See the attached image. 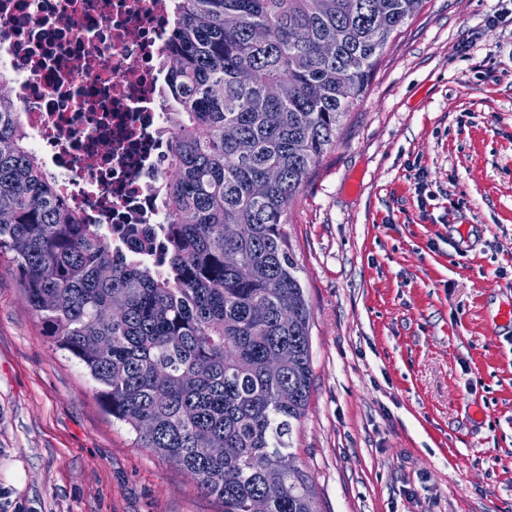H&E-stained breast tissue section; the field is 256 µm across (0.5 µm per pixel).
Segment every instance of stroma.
<instances>
[{"label":"stroma","instance_id":"1","mask_svg":"<svg viewBox=\"0 0 512 512\" xmlns=\"http://www.w3.org/2000/svg\"><path fill=\"white\" fill-rule=\"evenodd\" d=\"M321 512H512V0H426L287 213ZM134 442L0 259V512H222Z\"/></svg>","mask_w":512,"mask_h":512}]
</instances>
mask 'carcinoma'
<instances>
[{
	"instance_id": "obj_1",
	"label": "carcinoma",
	"mask_w": 512,
	"mask_h": 512,
	"mask_svg": "<svg viewBox=\"0 0 512 512\" xmlns=\"http://www.w3.org/2000/svg\"><path fill=\"white\" fill-rule=\"evenodd\" d=\"M424 2L173 0L161 224L66 207L0 74V256L105 410L223 512H320L288 465L312 388L288 206Z\"/></svg>"
}]
</instances>
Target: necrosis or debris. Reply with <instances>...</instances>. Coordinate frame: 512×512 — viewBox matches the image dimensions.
I'll use <instances>...</instances> for the list:
<instances>
[{
    "label": "necrosis or debris",
    "mask_w": 512,
    "mask_h": 512,
    "mask_svg": "<svg viewBox=\"0 0 512 512\" xmlns=\"http://www.w3.org/2000/svg\"><path fill=\"white\" fill-rule=\"evenodd\" d=\"M170 0H0V69L14 73L32 149L66 206L95 224L158 223L165 174L160 51Z\"/></svg>",
    "instance_id": "1"
}]
</instances>
